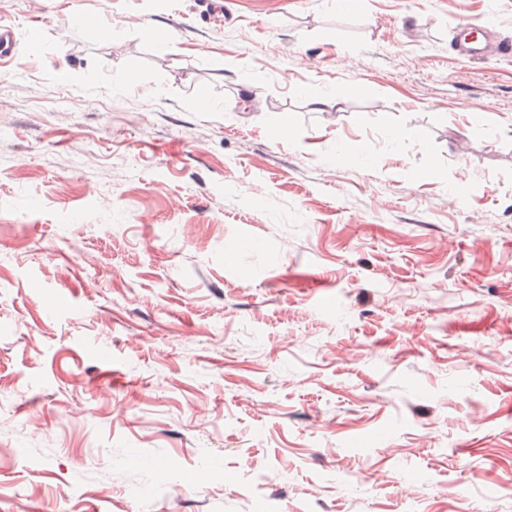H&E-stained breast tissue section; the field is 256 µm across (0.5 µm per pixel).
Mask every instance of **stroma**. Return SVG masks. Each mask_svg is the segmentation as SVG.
Returning a JSON list of instances; mask_svg holds the SVG:
<instances>
[{
  "label": "stroma",
  "mask_w": 512,
  "mask_h": 512,
  "mask_svg": "<svg viewBox=\"0 0 512 512\" xmlns=\"http://www.w3.org/2000/svg\"><path fill=\"white\" fill-rule=\"evenodd\" d=\"M465 20L512 41L0 0V512H512V54Z\"/></svg>",
  "instance_id": "35a3bbf8"
}]
</instances>
